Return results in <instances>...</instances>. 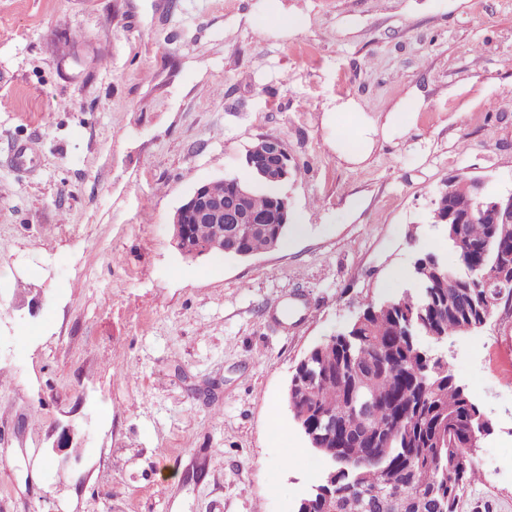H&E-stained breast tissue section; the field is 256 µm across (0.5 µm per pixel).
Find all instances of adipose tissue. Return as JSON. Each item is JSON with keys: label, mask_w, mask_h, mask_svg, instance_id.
Wrapping results in <instances>:
<instances>
[{"label": "adipose tissue", "mask_w": 512, "mask_h": 512, "mask_svg": "<svg viewBox=\"0 0 512 512\" xmlns=\"http://www.w3.org/2000/svg\"><path fill=\"white\" fill-rule=\"evenodd\" d=\"M414 102L408 101L395 106L385 119L366 115L354 99L337 102L328 112L326 120L336 127L335 149L337 156L345 162L358 164L372 152L382 136L404 131L400 121L403 113L414 109Z\"/></svg>", "instance_id": "adipose-tissue-1"}]
</instances>
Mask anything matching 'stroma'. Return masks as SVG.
<instances>
[{
    "mask_svg": "<svg viewBox=\"0 0 512 512\" xmlns=\"http://www.w3.org/2000/svg\"><path fill=\"white\" fill-rule=\"evenodd\" d=\"M282 3L299 29L259 30L266 0H0V512H296L326 466L296 365L418 252L455 266L449 179L512 188V0ZM413 90L406 134L337 158L336 98L383 117ZM262 137L304 234L184 259L174 209L251 180ZM443 350L493 425L457 512H512V301Z\"/></svg>",
    "mask_w": 512,
    "mask_h": 512,
    "instance_id": "1",
    "label": "stroma"
}]
</instances>
